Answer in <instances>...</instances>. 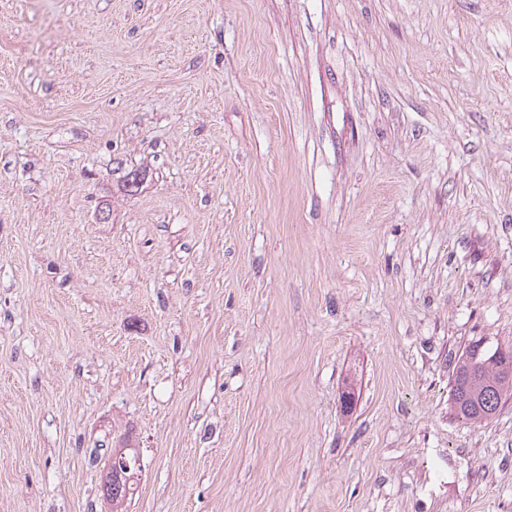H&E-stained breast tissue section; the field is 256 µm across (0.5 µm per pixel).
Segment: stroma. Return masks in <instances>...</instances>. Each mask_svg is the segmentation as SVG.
Masks as SVG:
<instances>
[{
    "label": "stroma",
    "mask_w": 512,
    "mask_h": 512,
    "mask_svg": "<svg viewBox=\"0 0 512 512\" xmlns=\"http://www.w3.org/2000/svg\"><path fill=\"white\" fill-rule=\"evenodd\" d=\"M477 339L512 0H0V512H512ZM479 344L481 340L466 347L452 371L451 411L472 423L491 419L502 402L512 396V378L507 379L500 372L477 364L485 360V351H490L485 346L480 350L476 346ZM497 349L488 353L487 363L510 370V356ZM122 450L123 448L119 449V451H116V449H114L109 458L113 459L115 456L126 457V459L130 462L131 470L128 472L123 467H121L120 470H114L112 466L114 460H111L104 476L105 480L109 472L112 471V483L109 486V489L105 490V492L102 489L103 496L107 500L112 502V509H114V505H121L126 500H131L138 489L137 481L139 480L138 473L140 471V468L137 470L134 467V463L132 462L133 451L130 449L128 451Z\"/></svg>",
    "instance_id": "obj_1"
}]
</instances>
